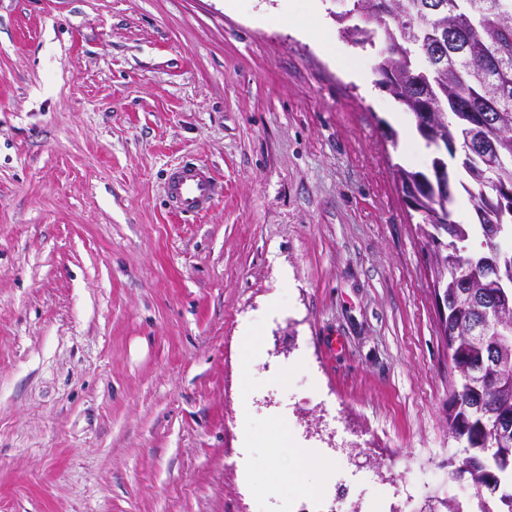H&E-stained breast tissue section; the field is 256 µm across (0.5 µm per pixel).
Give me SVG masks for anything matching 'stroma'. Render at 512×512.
Returning <instances> with one entry per match:
<instances>
[{"mask_svg": "<svg viewBox=\"0 0 512 512\" xmlns=\"http://www.w3.org/2000/svg\"><path fill=\"white\" fill-rule=\"evenodd\" d=\"M308 3L322 39L281 0H0V512H326L421 474L385 512H475L396 175L430 161ZM184 159L224 186L200 218L165 202Z\"/></svg>", "mask_w": 512, "mask_h": 512, "instance_id": "stroma-1", "label": "stroma"}]
</instances>
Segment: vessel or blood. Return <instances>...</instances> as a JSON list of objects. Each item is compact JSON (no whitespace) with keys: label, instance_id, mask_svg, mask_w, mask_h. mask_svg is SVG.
<instances>
[{"label":"vessel or blood","instance_id":"obj_1","mask_svg":"<svg viewBox=\"0 0 512 512\" xmlns=\"http://www.w3.org/2000/svg\"><path fill=\"white\" fill-rule=\"evenodd\" d=\"M164 184L167 205L185 216L207 213L223 191L207 167L193 162L166 171Z\"/></svg>","mask_w":512,"mask_h":512}]
</instances>
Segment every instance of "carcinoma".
Wrapping results in <instances>:
<instances>
[{"label":"carcinoma","instance_id":"obj_1","mask_svg":"<svg viewBox=\"0 0 512 512\" xmlns=\"http://www.w3.org/2000/svg\"><path fill=\"white\" fill-rule=\"evenodd\" d=\"M448 12L429 21V30L453 25L443 53L431 64L420 66L419 56L430 49L426 32L409 23L369 13H337L343 38L362 49L373 47L372 28L362 25L372 19L383 22L386 50L378 54L375 70L388 76L382 84L394 101L415 119V129L424 135L415 107V95L424 94L441 107L435 135L443 142L446 155L436 154L427 170L399 168L401 187L421 217L418 224L424 245H430L436 221L447 219L448 240L465 249V264L491 255L487 235L496 232L493 243L512 236V26L503 27L495 17L507 10L512 0H447ZM473 102L491 114L492 125L483 130L475 125ZM448 172V195H435L439 187L438 168ZM467 195L472 222L454 219L455 195ZM481 237L477 248L471 240ZM437 273L448 287V327L445 344L451 361L476 358L495 347L496 364L480 380L463 381L451 388L448 425L454 437L465 443L467 458L455 471L458 479L481 489L486 472L497 477L498 512H512V468H501L487 444L480 440L473 407L481 402L489 411L512 408V339L499 343L494 335L475 337L466 333L475 315L477 289L459 278L457 256L444 254Z\"/></svg>","mask_w":512,"mask_h":512}]
</instances>
